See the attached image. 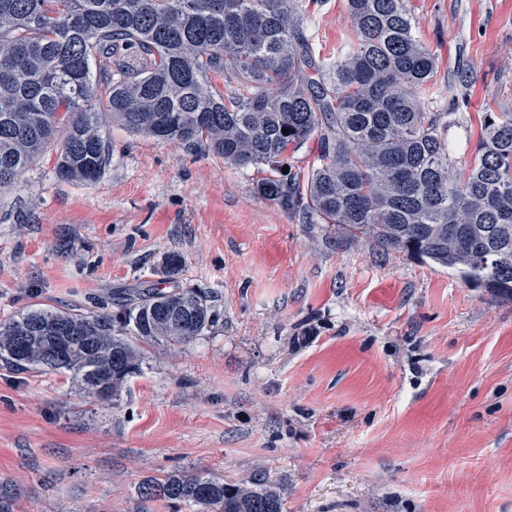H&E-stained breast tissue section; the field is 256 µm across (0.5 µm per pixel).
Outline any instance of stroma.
I'll list each match as a JSON object with an SVG mask.
<instances>
[{
    "instance_id": "stroma-1",
    "label": "stroma",
    "mask_w": 512,
    "mask_h": 512,
    "mask_svg": "<svg viewBox=\"0 0 512 512\" xmlns=\"http://www.w3.org/2000/svg\"><path fill=\"white\" fill-rule=\"evenodd\" d=\"M302 5L334 61L346 0ZM405 5L438 59L431 110L471 75L448 131L467 167L484 113L512 112V0ZM100 118L112 160L97 180L60 177L51 148L0 193V320L176 287L207 292L220 318L189 344L141 345L109 401L0 360L17 512H172L138 487L175 470L262 480L283 512H512V300L284 210L254 167Z\"/></svg>"
}]
</instances>
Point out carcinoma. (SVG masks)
<instances>
[{
	"instance_id": "cac0c4a2",
	"label": "carcinoma",
	"mask_w": 512,
	"mask_h": 512,
	"mask_svg": "<svg viewBox=\"0 0 512 512\" xmlns=\"http://www.w3.org/2000/svg\"><path fill=\"white\" fill-rule=\"evenodd\" d=\"M300 2L0 0V190L53 145L62 177H100L111 156L103 106L133 135L267 173L258 188L270 201L512 299V113H486L459 170L448 128L468 75L448 85V111H430L436 56L415 36L405 0H347L352 39L332 63L313 55ZM313 139L302 187L282 174V157ZM216 322L194 288L139 292L90 313L35 306L0 322V360L68 371L109 400L140 371L129 337L185 345ZM139 494L174 512L283 507L272 489L201 472L147 479ZM16 503L0 484V512Z\"/></svg>"
}]
</instances>
